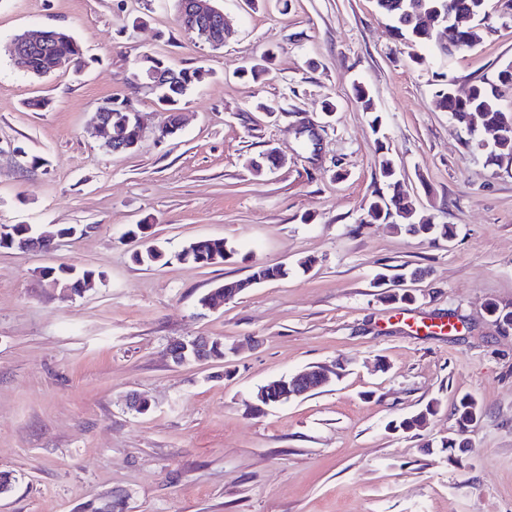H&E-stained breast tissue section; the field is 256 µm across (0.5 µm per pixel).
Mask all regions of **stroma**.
Here are the masks:
<instances>
[{
	"label": "stroma",
	"instance_id": "35a3bbf8",
	"mask_svg": "<svg viewBox=\"0 0 512 512\" xmlns=\"http://www.w3.org/2000/svg\"><path fill=\"white\" fill-rule=\"evenodd\" d=\"M219 5L215 50L174 0H0V224L90 227L46 253L0 251V471L14 477L0 512H85L105 492L123 512H512V333L486 311L512 305V164L466 146L435 97L438 75L463 92L512 62V0H487L489 30L452 57L442 34L410 45L376 0ZM49 29L76 38L83 69L16 71L11 39ZM269 49L270 71L243 75ZM145 55L204 69L178 138L160 136L155 91L128 83ZM113 97L144 121L126 154L91 123ZM303 124L317 150L296 139ZM19 147L43 165L21 167ZM272 149L285 165L253 177L248 160ZM383 153L451 241L365 223L391 193ZM134 224L171 253L204 237L236 253L148 270ZM256 263L290 274L199 308ZM61 264L97 272L93 288H47L41 270ZM399 289L411 302L389 301ZM194 336L221 339L223 359L175 365L169 340ZM320 365L339 376L313 395L257 402L266 382ZM464 394L482 408L465 428ZM432 402L424 427L393 429ZM453 414L459 425L468 426L480 419L481 407L473 397L464 395L454 404Z\"/></svg>",
	"mask_w": 512,
	"mask_h": 512
}]
</instances>
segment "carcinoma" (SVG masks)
Wrapping results in <instances>:
<instances>
[{"mask_svg":"<svg viewBox=\"0 0 512 512\" xmlns=\"http://www.w3.org/2000/svg\"><path fill=\"white\" fill-rule=\"evenodd\" d=\"M381 11L395 22L398 34L412 43H428L432 41L435 30L444 25L448 10L472 14L479 21L486 19L485 0H377ZM70 54L74 66L82 63V50L71 35L61 33L57 39L48 41L19 59H11L13 66L29 75L43 77L58 70L60 58ZM198 70L181 69L177 71L175 86L160 91L159 99L170 106L168 123L165 125L167 134L174 136L179 130V116L176 105L189 93L198 81ZM512 86V62L498 70L493 78H481L471 86V93L466 98L452 95V80L445 79L436 92L440 107L452 112L459 121L465 124L472 135L486 136L490 132H503L492 149L487 152V160L498 164L512 162V113L500 108V88ZM278 159L273 153L267 152L251 159L249 166L257 177L277 166ZM391 220L396 228L409 234L427 239L438 238L448 240L452 237V229L447 224H428L424 219L415 218V209L409 197L396 191L389 201L384 196L376 195L366 208V223L379 220ZM235 254L232 246L222 238H202L182 248L175 259L182 263L207 266L221 263ZM288 275V268L278 264H257L252 266L250 274L239 280L224 282V290L230 297H235L244 290L268 280L280 279ZM489 314L500 328L508 332L512 330V307L501 306L493 302L489 306ZM435 406L429 405L417 414L395 423V428L402 431L421 425L434 415ZM453 414L461 426H468L481 417V407L469 395L459 398L453 406Z\"/></svg>","mask_w":512,"mask_h":512,"instance_id":"obj_1","label":"carcinoma"}]
</instances>
